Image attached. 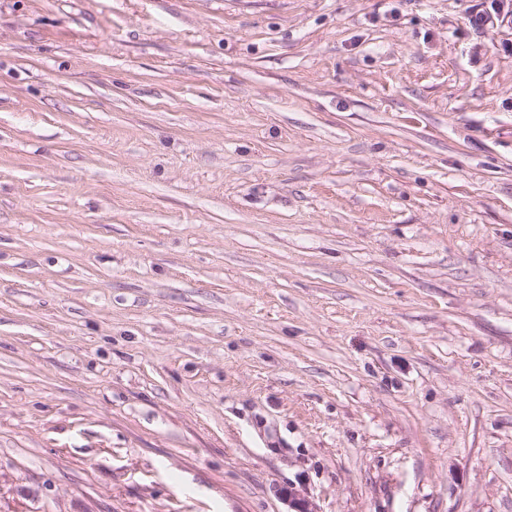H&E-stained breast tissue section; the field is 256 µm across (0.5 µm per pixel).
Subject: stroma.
<instances>
[{
	"label": "stroma",
	"mask_w": 512,
	"mask_h": 512,
	"mask_svg": "<svg viewBox=\"0 0 512 512\" xmlns=\"http://www.w3.org/2000/svg\"><path fill=\"white\" fill-rule=\"evenodd\" d=\"M497 0H0V512H512Z\"/></svg>",
	"instance_id": "stroma-1"
}]
</instances>
